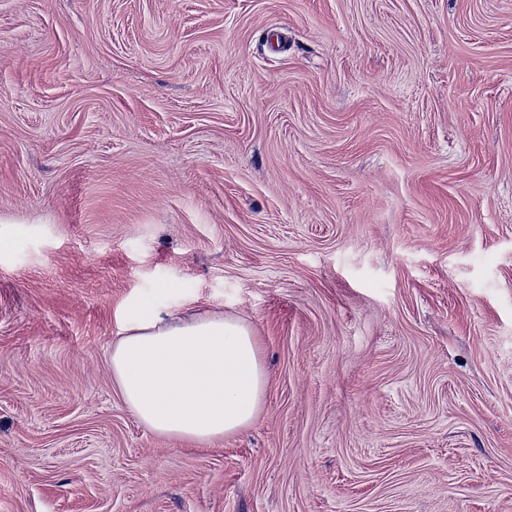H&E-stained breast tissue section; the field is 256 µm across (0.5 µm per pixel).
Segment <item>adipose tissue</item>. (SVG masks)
Returning <instances> with one entry per match:
<instances>
[{
    "instance_id": "ef3b65f1",
    "label": "adipose tissue",
    "mask_w": 512,
    "mask_h": 512,
    "mask_svg": "<svg viewBox=\"0 0 512 512\" xmlns=\"http://www.w3.org/2000/svg\"><path fill=\"white\" fill-rule=\"evenodd\" d=\"M111 366L138 421L177 440L212 442L241 432L260 411L267 387L249 327L215 313L130 310Z\"/></svg>"
}]
</instances>
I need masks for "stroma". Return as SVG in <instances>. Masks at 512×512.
Wrapping results in <instances>:
<instances>
[{"label": "stroma", "mask_w": 512, "mask_h": 512, "mask_svg": "<svg viewBox=\"0 0 512 512\" xmlns=\"http://www.w3.org/2000/svg\"><path fill=\"white\" fill-rule=\"evenodd\" d=\"M0 512H512V0H0ZM243 320L154 434L131 305ZM111 366L138 421L177 440L212 442L241 432L267 387L250 328L224 314L132 309L112 345Z\"/></svg>", "instance_id": "stroma-1"}]
</instances>
